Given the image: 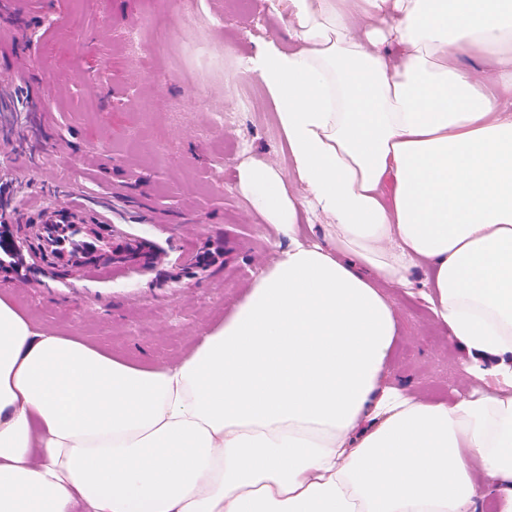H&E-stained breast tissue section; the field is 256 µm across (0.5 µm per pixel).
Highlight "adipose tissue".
Masks as SVG:
<instances>
[{
	"label": "adipose tissue",
	"instance_id": "obj_1",
	"mask_svg": "<svg viewBox=\"0 0 512 512\" xmlns=\"http://www.w3.org/2000/svg\"><path fill=\"white\" fill-rule=\"evenodd\" d=\"M269 3L285 35L247 71L291 177L253 159L238 183L287 247L171 364L0 290V512H478L490 486L512 512V0ZM418 268L467 395L391 370L384 288Z\"/></svg>",
	"mask_w": 512,
	"mask_h": 512
}]
</instances>
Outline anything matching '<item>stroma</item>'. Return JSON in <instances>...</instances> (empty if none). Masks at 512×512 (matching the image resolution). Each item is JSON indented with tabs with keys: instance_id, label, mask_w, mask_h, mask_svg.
Returning a JSON list of instances; mask_svg holds the SVG:
<instances>
[{
	"instance_id": "35a3bbf8",
	"label": "stroma",
	"mask_w": 512,
	"mask_h": 512,
	"mask_svg": "<svg viewBox=\"0 0 512 512\" xmlns=\"http://www.w3.org/2000/svg\"><path fill=\"white\" fill-rule=\"evenodd\" d=\"M12 2L0 28L17 50L0 55V68H33L42 94L0 87V225L23 228L42 206L111 202L126 220L100 223L101 234L155 252L64 277L29 253L5 255L0 289L45 329L137 363L177 360L287 245L245 200L236 172L246 155L288 168L273 105L244 68L252 35L281 24L266 0ZM18 100L24 111H11ZM159 146L163 168L152 160ZM392 296L395 375L433 399L471 392L459 350L426 303Z\"/></svg>"
}]
</instances>
